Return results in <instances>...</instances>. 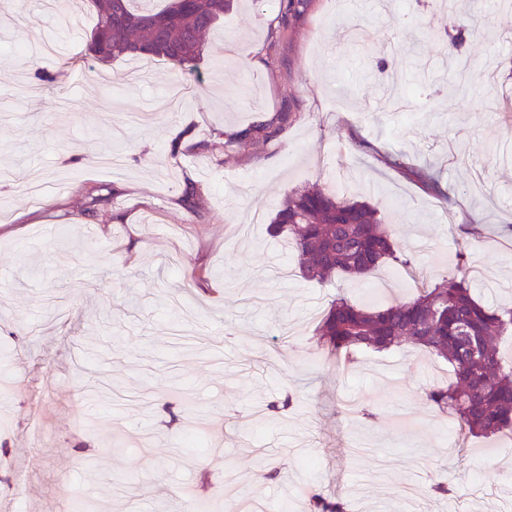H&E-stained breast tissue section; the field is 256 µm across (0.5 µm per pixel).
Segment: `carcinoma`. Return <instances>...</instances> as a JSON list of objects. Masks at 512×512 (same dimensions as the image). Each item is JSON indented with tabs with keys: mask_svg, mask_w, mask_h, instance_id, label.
Returning <instances> with one entry per match:
<instances>
[{
	"mask_svg": "<svg viewBox=\"0 0 512 512\" xmlns=\"http://www.w3.org/2000/svg\"><path fill=\"white\" fill-rule=\"evenodd\" d=\"M97 15L86 54L108 63L135 54L161 58L187 72L196 69L203 38L229 11L232 0H165L159 11L138 10L134 0H91ZM421 185L442 193L436 176L410 170ZM274 237L289 241L302 276L323 283L333 274L362 278L380 266L408 264L387 225L369 204L324 188L294 192L270 223ZM319 345L348 357L409 345L444 359L454 380L433 386L427 401L452 410L469 432L491 436L512 430V361L501 343L512 339V307L478 301L465 278L428 286L416 296L372 308L334 300L317 326ZM309 512H345L341 501L320 494Z\"/></svg>",
	"mask_w": 512,
	"mask_h": 512,
	"instance_id": "carcinoma-1",
	"label": "carcinoma"
}]
</instances>
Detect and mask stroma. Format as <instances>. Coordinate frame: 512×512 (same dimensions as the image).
Masks as SVG:
<instances>
[{"label":"stroma","mask_w":512,"mask_h":512,"mask_svg":"<svg viewBox=\"0 0 512 512\" xmlns=\"http://www.w3.org/2000/svg\"><path fill=\"white\" fill-rule=\"evenodd\" d=\"M283 2L237 0L190 73L84 56L90 0H0V512H180L187 488L227 512L230 478L263 512H401L409 484L417 512H512V442L425 401L446 362L315 337L332 300L409 297L462 250L475 295L512 305V7ZM315 184L373 206L409 266L304 279L269 224Z\"/></svg>","instance_id":"35a3bbf8"}]
</instances>
